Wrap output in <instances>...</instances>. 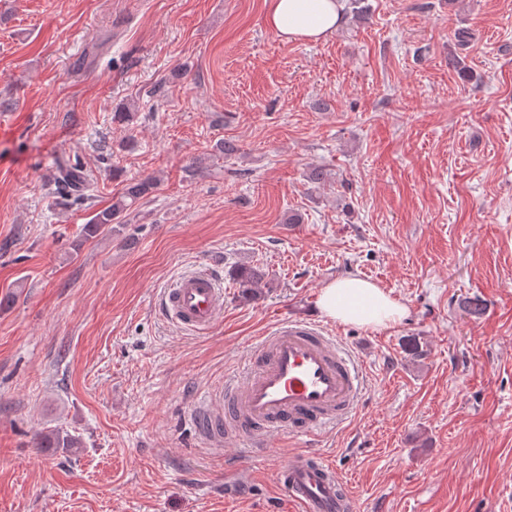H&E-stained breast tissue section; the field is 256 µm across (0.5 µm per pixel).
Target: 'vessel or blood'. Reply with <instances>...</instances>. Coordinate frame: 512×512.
Here are the masks:
<instances>
[{"mask_svg":"<svg viewBox=\"0 0 512 512\" xmlns=\"http://www.w3.org/2000/svg\"><path fill=\"white\" fill-rule=\"evenodd\" d=\"M160 303L172 322L204 332L224 314L223 283L206 269L186 272L163 290ZM241 365L243 379L225 380L192 408L196 430L212 443L223 441L224 420L237 424V442L258 450L278 432L314 439L349 422L366 392L354 352L315 321H278ZM277 480L296 512H353L355 507L341 499L336 470L320 457L298 456L278 471Z\"/></svg>","mask_w":512,"mask_h":512,"instance_id":"b4317fda","label":"vessel or blood"}]
</instances>
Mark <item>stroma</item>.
<instances>
[{"label": "stroma", "instance_id": "35a3bbf8", "mask_svg": "<svg viewBox=\"0 0 512 512\" xmlns=\"http://www.w3.org/2000/svg\"><path fill=\"white\" fill-rule=\"evenodd\" d=\"M364 4L305 42L264 0H0V512H290L303 452L357 512H512V0ZM62 162L91 199L54 194ZM146 177L119 230L81 236ZM198 266L224 282L200 334L158 305ZM349 274L408 309L326 322L367 378L353 419L257 455L200 440L199 395ZM52 429L82 447H40Z\"/></svg>", "mask_w": 512, "mask_h": 512}]
</instances>
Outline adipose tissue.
Returning a JSON list of instances; mask_svg holds the SVG:
<instances>
[{
    "label": "adipose tissue",
    "instance_id": "obj_1",
    "mask_svg": "<svg viewBox=\"0 0 512 512\" xmlns=\"http://www.w3.org/2000/svg\"><path fill=\"white\" fill-rule=\"evenodd\" d=\"M270 28L288 40L318 42L331 36L343 20L342 0H265ZM320 313L341 324L368 329L401 321L406 308L382 288L358 277L330 281L317 299Z\"/></svg>",
    "mask_w": 512,
    "mask_h": 512
}]
</instances>
